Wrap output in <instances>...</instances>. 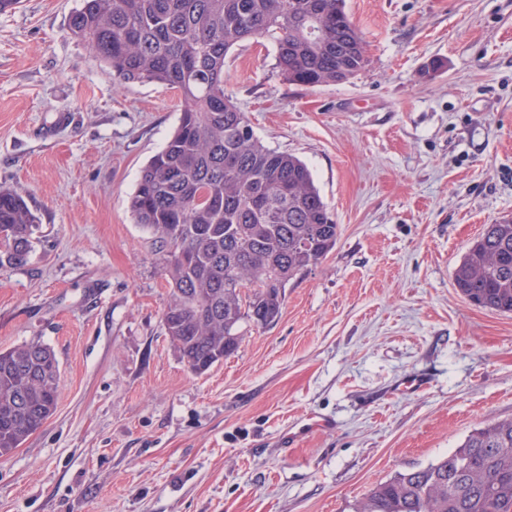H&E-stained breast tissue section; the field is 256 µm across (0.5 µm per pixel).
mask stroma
Segmentation results:
<instances>
[{
	"mask_svg": "<svg viewBox=\"0 0 512 512\" xmlns=\"http://www.w3.org/2000/svg\"><path fill=\"white\" fill-rule=\"evenodd\" d=\"M75 5L0 14V185L40 218L26 261L0 265V349L40 341L61 370L55 413L0 458V512H353L512 419V314L453 284L512 219V0H346L367 63L316 88L270 43L229 52L226 91L307 164L340 233L201 375L164 333L166 255L129 210L181 96L118 83L70 36Z\"/></svg>",
	"mask_w": 512,
	"mask_h": 512,
	"instance_id": "1",
	"label": "stroma"
}]
</instances>
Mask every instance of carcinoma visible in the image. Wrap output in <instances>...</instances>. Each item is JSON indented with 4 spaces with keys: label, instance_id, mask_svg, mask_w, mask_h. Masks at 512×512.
Returning <instances> with one entry per match:
<instances>
[{
    "label": "carcinoma",
    "instance_id": "1",
    "mask_svg": "<svg viewBox=\"0 0 512 512\" xmlns=\"http://www.w3.org/2000/svg\"><path fill=\"white\" fill-rule=\"evenodd\" d=\"M70 34L124 83L181 94L179 122L141 172L129 209L166 251V336L196 374L224 361L244 323L281 314L288 282L336 245L339 225L297 156L268 149L224 89V58L267 40L288 82H346L366 63L344 0H80ZM39 216L0 186V263L25 261ZM478 306L512 313V221L486 224L454 271ZM206 307L208 316L200 313ZM59 362L40 341L0 349V457L54 414ZM354 512H512V420L376 484Z\"/></svg>",
    "mask_w": 512,
    "mask_h": 512
}]
</instances>
